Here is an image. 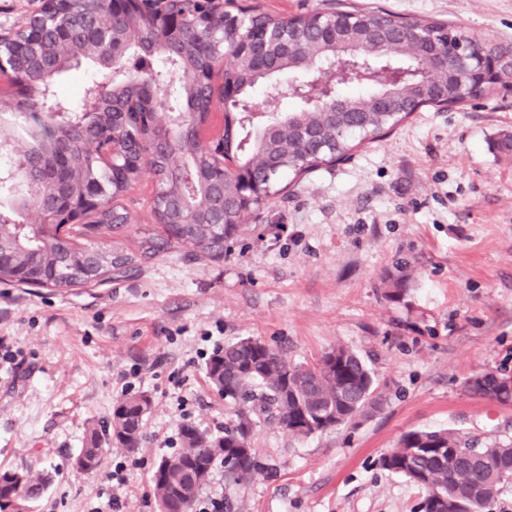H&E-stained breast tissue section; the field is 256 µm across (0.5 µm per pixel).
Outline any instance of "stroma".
Returning <instances> with one entry per match:
<instances>
[{"instance_id": "1", "label": "stroma", "mask_w": 512, "mask_h": 512, "mask_svg": "<svg viewBox=\"0 0 512 512\" xmlns=\"http://www.w3.org/2000/svg\"><path fill=\"white\" fill-rule=\"evenodd\" d=\"M431 17L512 45V0H348ZM105 76L89 61L60 85L82 105ZM512 93L426 106L391 133L291 183L248 217L223 259L191 248L139 262L95 288L0 284V472L51 473L38 497L0 512H157L158 461L190 422L219 434L231 414L205 376L224 343L253 337L294 363L356 351L381 399L349 424L307 438L261 420L252 445L268 465L236 492L241 512H421L422 491L381 468L410 429L448 428L486 446L512 437V404L470 395L465 380L512 371ZM143 176L124 204L136 247L152 223ZM407 263L406 291L386 281ZM148 394L140 453L107 448L98 472L74 468L91 427L116 401Z\"/></svg>"}]
</instances>
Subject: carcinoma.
<instances>
[{
	"mask_svg": "<svg viewBox=\"0 0 512 512\" xmlns=\"http://www.w3.org/2000/svg\"><path fill=\"white\" fill-rule=\"evenodd\" d=\"M336 20L355 15L361 21L358 35L350 37L352 52L379 56L395 64H414L419 40H428L445 29L441 21L429 18H407L387 9L373 11L326 10ZM319 13L300 15L292 30L299 33L298 48L291 54L276 49L277 73H306L312 63L327 54L309 33ZM279 18L254 5L240 28L247 36L256 27L274 28ZM43 37L36 41V50L54 61V68L42 70L29 86L32 95L50 89L64 99L58 77L72 69L79 54L101 68L109 60L95 49L85 46L69 49L58 46L52 37L53 19L43 23ZM27 40L24 31L0 36V54L8 56L15 46ZM501 61L498 82L486 94L512 85V49L488 45ZM224 51V43L216 39L199 49V42L186 41L167 53L149 55L138 49L127 50L128 65L138 70L127 84L112 87L111 95L85 123L72 127L70 139L72 169L67 192L81 197L88 192L87 177L96 175L104 187L100 204L89 211L84 224L21 225L17 213L37 198L21 193L14 182L0 183L14 197L15 205L0 209V283L44 285L52 288H86L103 285L123 277L135 268L136 259H149L165 250L191 246L196 256L224 257V244L244 230L236 223L237 212L224 211V233L208 231L214 212V198L207 179L210 173L224 168V194L235 197L251 194L242 183V176L229 168L234 164L261 187L254 196L251 210L258 211L271 197L282 191L281 179L298 177L328 163L343 160L365 141L381 137L412 112L424 107H441L444 103L462 105L467 101V83L453 59L448 67L432 70L423 78L394 87L397 111L380 112L374 105L377 94L388 90L376 85L366 93L340 86L346 111L336 116L331 126L320 111L307 112L303 100L288 89L273 85L274 76L256 73L236 78L240 99H251L257 86H271L273 111L265 115L233 111L224 113L222 139L224 151L213 154L201 148L191 152L185 161L189 177L184 181L170 177L172 159L156 143V130L144 122L141 111L164 99L163 82L176 77L178 98L183 110L197 114V123L183 128L182 138L194 141L210 116V102L197 86L188 80V72L205 69L215 53ZM116 126L125 131V138L143 144L145 161L150 166L156 186L152 214L156 224L146 231L134 253L126 243L125 195L136 184L142 169L125 164L116 174L96 169L85 141L103 128ZM58 138L41 130L31 141L14 147V153L37 152L45 156L56 153ZM187 196L192 209L180 207L179 198ZM406 264L398 265L386 296L398 300L403 295ZM206 375L211 385L235 409V418L224 424V435L212 437L192 423L180 426L181 450L161 459L155 468L152 483L156 502H169L175 507L194 503L209 476L218 464H224V479L231 485L247 484L264 471L265 465L251 446L253 419H273L282 427L301 437L312 433L311 424L321 417H336L345 424L377 404L374 373L355 351L336 346L321 356L313 366L292 363L283 352L259 339H240L217 349L206 362ZM152 409L146 394L118 400L104 435L92 431L80 455L99 460L107 441L127 455L135 456L142 448V425ZM463 436L450 429L409 430L380 459L381 467L400 474L423 492L422 512H491L493 502L512 483V438L498 439L481 449L480 456L462 460L451 456L460 447ZM48 476L39 472H0V508L18 496L37 497L44 490Z\"/></svg>",
	"mask_w": 512,
	"mask_h": 512,
	"instance_id": "1",
	"label": "carcinoma"
}]
</instances>
